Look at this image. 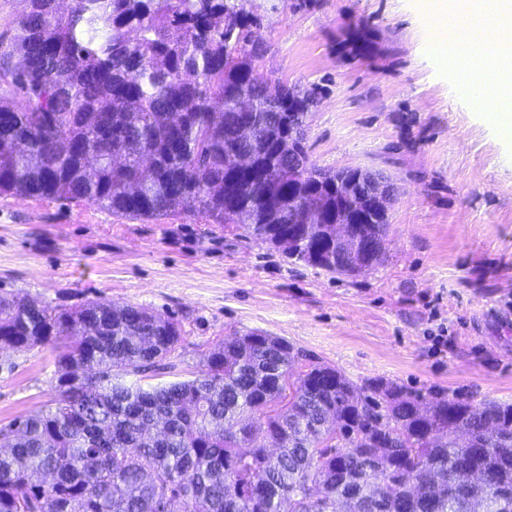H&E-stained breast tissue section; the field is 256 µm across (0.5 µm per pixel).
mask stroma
Masks as SVG:
<instances>
[{"instance_id": "35a3bbf8", "label": "stroma", "mask_w": 512, "mask_h": 512, "mask_svg": "<svg viewBox=\"0 0 512 512\" xmlns=\"http://www.w3.org/2000/svg\"><path fill=\"white\" fill-rule=\"evenodd\" d=\"M261 81L322 91L310 158L399 187L385 255L355 276L295 263L232 224L113 215L0 195V294L146 308L181 323L173 378L234 334L263 332L355 384L512 403V142L429 49L414 0H246ZM54 354L0 351V426L51 407Z\"/></svg>"}]
</instances>
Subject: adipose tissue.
Here are the masks:
<instances>
[{
    "label": "adipose tissue",
    "mask_w": 512,
    "mask_h": 512,
    "mask_svg": "<svg viewBox=\"0 0 512 512\" xmlns=\"http://www.w3.org/2000/svg\"><path fill=\"white\" fill-rule=\"evenodd\" d=\"M419 7L447 21L430 44L442 68L474 77L490 69L500 78L489 119L502 139H511L512 33L495 28L494 23L500 19L512 22V0H421Z\"/></svg>",
    "instance_id": "1"
}]
</instances>
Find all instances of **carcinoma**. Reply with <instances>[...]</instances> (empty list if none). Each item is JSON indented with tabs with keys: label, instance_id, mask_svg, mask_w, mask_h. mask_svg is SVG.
Here are the masks:
<instances>
[{
	"label": "carcinoma",
	"instance_id": "cac0c4a2",
	"mask_svg": "<svg viewBox=\"0 0 512 512\" xmlns=\"http://www.w3.org/2000/svg\"><path fill=\"white\" fill-rule=\"evenodd\" d=\"M26 2L0 67L19 97L0 100V194L132 218L196 211L354 274L335 223L353 219L337 185L355 171L317 167L304 133L288 156V113L315 99L254 78L244 0ZM245 122L256 130L243 140ZM231 154L253 171L226 166ZM292 165L307 179L288 184ZM308 201L320 223H288ZM373 218L359 226L366 267L385 253L389 217ZM181 341L178 322L142 307L0 295V343L56 346L59 391L0 446V512H512V403L358 386L311 363L279 411L298 353L259 332L210 349L192 380L145 390L114 374L159 377Z\"/></svg>",
	"mask_w": 512,
	"mask_h": 512
}]
</instances>
